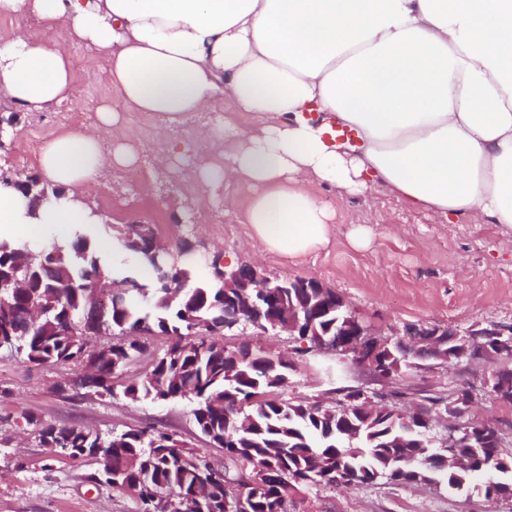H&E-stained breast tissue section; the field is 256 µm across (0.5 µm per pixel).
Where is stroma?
I'll return each mask as SVG.
<instances>
[{
	"instance_id": "1",
	"label": "stroma",
	"mask_w": 512,
	"mask_h": 512,
	"mask_svg": "<svg viewBox=\"0 0 512 512\" xmlns=\"http://www.w3.org/2000/svg\"><path fill=\"white\" fill-rule=\"evenodd\" d=\"M71 103L42 112H19L7 128L0 165L17 172H39L22 159L28 133L35 128L48 137L65 132L63 112H79L85 126L97 123V109L109 103L122 116V141L137 150L133 168L120 167L104 183H91L82 197L100 215L97 224L77 231L104 248L111 263L135 270L142 281L150 275L117 239V227L150 224L170 250L201 280L212 278L214 259L259 268L273 279L316 280L344 297L382 336L420 323L465 329L475 324L512 323V242L498 224H444L424 211L409 209L385 192L338 196L330 187L317 188L322 203L336 214L329 242L302 257L263 249L251 237L242 217L249 204L245 189L219 187L210 191L197 181L200 167L218 160V153L196 154L187 162L170 158L173 143H188L196 131L213 126L223 110L192 113L179 123L162 126L145 112L125 107L112 85L108 63L94 48L74 44ZM367 229L370 243L355 248L349 239ZM146 350L113 379L115 389L148 373L168 348L164 334L142 339ZM230 348L242 345L288 357L294 368L285 398L333 402L338 387L358 386L366 373L350 357L301 353L294 337L246 329L224 337ZM495 363L441 366L420 362L403 377L406 403L447 393L462 383L478 390V420L498 429L503 446L512 452V406L484 390L498 371ZM79 368L71 363L35 365L0 352V512H138L135 500L119 488L95 483L98 466L51 454L40 439L42 425L83 427L101 434L153 426L175 436L214 460L222 449L211 447L197 430L190 401H131L72 386ZM287 512H512V498L464 495L432 485L377 483L357 488L308 487L286 504Z\"/></svg>"
}]
</instances>
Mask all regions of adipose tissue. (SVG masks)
<instances>
[{
    "label": "adipose tissue",
    "mask_w": 512,
    "mask_h": 512,
    "mask_svg": "<svg viewBox=\"0 0 512 512\" xmlns=\"http://www.w3.org/2000/svg\"><path fill=\"white\" fill-rule=\"evenodd\" d=\"M0 13L45 23L38 39L0 45V99L22 110L70 100L73 43L103 53L123 103L161 125L224 98L223 129L169 154L230 141L199 183L245 187V222L267 251L298 257L328 243L315 184L383 187L442 223L512 230V0H0ZM97 116V130L42 146L41 203L0 184V236L99 223L81 188L138 155L104 153L97 131L118 129L120 114L107 104Z\"/></svg>",
    "instance_id": "obj_1"
}]
</instances>
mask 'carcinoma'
<instances>
[{
	"mask_svg": "<svg viewBox=\"0 0 512 512\" xmlns=\"http://www.w3.org/2000/svg\"><path fill=\"white\" fill-rule=\"evenodd\" d=\"M128 252L146 260L139 251L132 226L116 228ZM64 275L49 279L38 275L34 249L0 238V295L10 310L0 307V350L16 351L34 364L47 361L81 362L76 386H93L115 395L113 369L144 351L136 341L100 346L84 356L82 337L107 329L132 336L155 330L174 338L158 357L149 375L124 385L130 400L196 402L194 422L211 446L224 450V462L213 464L194 448L182 445L172 434L158 430L127 431L103 436L82 427L45 425V446L60 444L74 457L99 463L98 479L130 491L139 512H184V501L200 497L202 512H224V498L246 489L251 512H285L283 503L293 490L305 487H357L380 480L405 484H443L461 493L481 487L512 495V453L499 447L492 430L473 427L460 432L454 446L439 448L421 438L427 429L422 419L404 426L394 413L366 410L355 404L311 408L303 402L277 397L292 363L248 346L229 349L198 337L203 330L224 326V295L247 305L242 288L223 291L213 283H197L190 269L148 261L152 287L133 289L150 296L153 308L137 305L134 295L125 305L101 310L92 305L86 288L102 277L129 275L112 271L89 248L86 239L54 245ZM179 277L187 283L181 295L169 296L165 283ZM336 311L319 307L312 345L324 335L336 334ZM83 319L85 329L69 335V325ZM498 469L487 465L491 455Z\"/></svg>",
	"mask_w": 512,
	"mask_h": 512,
	"instance_id": "carcinoma-1",
	"label": "carcinoma"
}]
</instances>
